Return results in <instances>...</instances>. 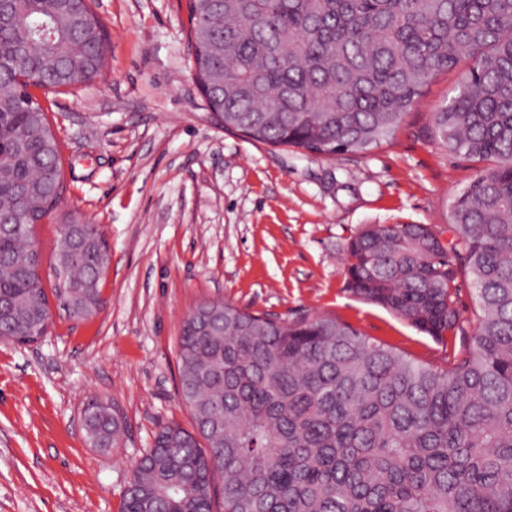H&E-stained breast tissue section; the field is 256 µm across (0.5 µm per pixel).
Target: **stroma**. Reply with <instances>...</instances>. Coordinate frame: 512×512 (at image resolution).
Returning <instances> with one entry per match:
<instances>
[{
  "label": "stroma",
  "instance_id": "35a3bbf8",
  "mask_svg": "<svg viewBox=\"0 0 512 512\" xmlns=\"http://www.w3.org/2000/svg\"><path fill=\"white\" fill-rule=\"evenodd\" d=\"M92 7L105 25L107 66L43 100L64 187L33 241L50 290L64 217L96 225L111 255L104 305L76 322L50 301L43 337L0 343V512H121L156 432L192 423L177 353L201 303L333 316L436 369L460 356L476 326L464 273L460 328L440 340L345 287L344 246L366 225L427 224L450 239L451 197L480 166L438 146L430 127L462 69L438 75L389 142L326 157L224 130L195 78L186 0ZM93 398L120 409L118 447L86 443L80 418Z\"/></svg>",
  "mask_w": 512,
  "mask_h": 512
}]
</instances>
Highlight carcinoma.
Masks as SVG:
<instances>
[{
    "instance_id": "cac0c4a2",
    "label": "carcinoma",
    "mask_w": 512,
    "mask_h": 512,
    "mask_svg": "<svg viewBox=\"0 0 512 512\" xmlns=\"http://www.w3.org/2000/svg\"><path fill=\"white\" fill-rule=\"evenodd\" d=\"M0 27V340L49 326L32 232L63 190L46 112L20 74L67 87L105 70L81 42L89 0H10ZM197 80L227 131L333 156L389 141L432 79L468 62L431 136L483 163L450 204L453 240L370 224L345 246V288L440 339L459 325L458 270L479 309L470 351L438 370L328 315L281 319L198 305L179 338L195 431L163 427L122 512H512V0H188ZM110 256L71 218L51 267L68 317L93 318ZM96 448L120 443L109 401L84 410Z\"/></svg>"
}]
</instances>
